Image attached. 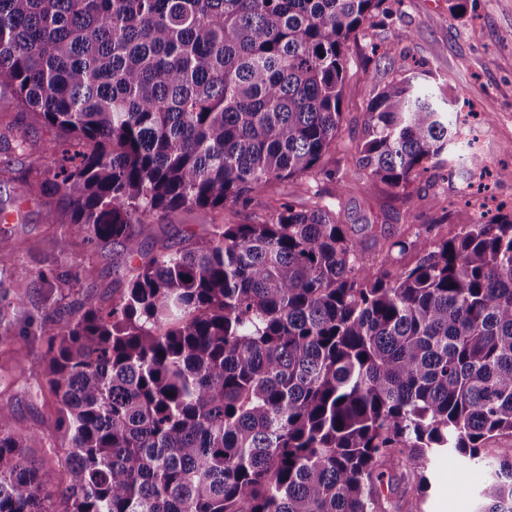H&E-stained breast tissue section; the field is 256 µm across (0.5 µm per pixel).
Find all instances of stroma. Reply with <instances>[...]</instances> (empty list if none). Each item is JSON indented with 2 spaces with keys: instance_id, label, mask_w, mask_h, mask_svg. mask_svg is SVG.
Returning a JSON list of instances; mask_svg holds the SVG:
<instances>
[{
  "instance_id": "obj_1",
  "label": "stroma",
  "mask_w": 512,
  "mask_h": 512,
  "mask_svg": "<svg viewBox=\"0 0 512 512\" xmlns=\"http://www.w3.org/2000/svg\"><path fill=\"white\" fill-rule=\"evenodd\" d=\"M462 4V10L453 13L449 0H386L388 17L371 19L350 42L339 146L323 160L327 168L343 171L342 180L306 176L275 181L242 206L169 213L143 237V254L187 239L206 240L216 224L264 223L273 200L284 199L302 209L317 191L334 205L351 234L362 240L361 264L375 270L393 269L414 262V252H391L387 246L413 232L415 225H433L436 236L450 238L459 227L448 219V212L467 205L479 214L498 203H511L512 180L498 178L497 172L512 168V0H462ZM392 56L405 57L409 67L429 70L428 86L448 99L451 110L469 114L477 137L474 150L490 172L484 179L486 192L469 194V185L482 179L478 169L466 162L456 164L451 178L443 183L417 181L409 204L387 188H371L355 172L353 158L364 112L378 88L392 79L386 68ZM18 119L26 132L23 150L0 151V205L19 216L4 229L25 250L30 269L51 271L55 277L17 283L25 311L14 323V342L0 346V397L15 403L19 427L49 434L54 430L56 404L35 383L45 370L43 341L36 327L65 318L71 304L85 295L111 301L117 286L113 268L124 257L113 245L88 251L80 239L66 236L61 225L49 223V204L25 195L22 180L29 161L37 158L43 165H52L53 158L44 147L57 132L34 113H20ZM436 196L443 208H433ZM70 261L92 265L93 277L57 279V272ZM490 474V467L466 463L445 452L429 462L430 489L425 497H418L399 480L393 481L391 489L394 498L418 502L417 512H477L480 488Z\"/></svg>"
}]
</instances>
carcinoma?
<instances>
[{
  "label": "carcinoma",
  "instance_id": "carcinoma-1",
  "mask_svg": "<svg viewBox=\"0 0 512 512\" xmlns=\"http://www.w3.org/2000/svg\"><path fill=\"white\" fill-rule=\"evenodd\" d=\"M385 0H0V112L56 129L66 233L127 262L154 219L244 204L269 182L336 177L354 39ZM371 98L356 167L404 202L462 146L447 100L405 59ZM398 240L393 272L317 196L263 224H215L164 246L112 302L86 295L40 327L44 383L69 441L63 512H402L386 473L428 488L427 461L468 462L512 436V212L455 213ZM37 276L0 235V323ZM0 398V512H58L55 448ZM479 512H512V456L487 463Z\"/></svg>",
  "mask_w": 512,
  "mask_h": 512
}]
</instances>
